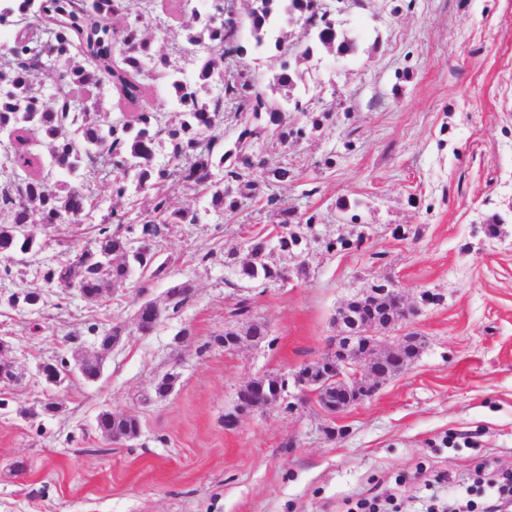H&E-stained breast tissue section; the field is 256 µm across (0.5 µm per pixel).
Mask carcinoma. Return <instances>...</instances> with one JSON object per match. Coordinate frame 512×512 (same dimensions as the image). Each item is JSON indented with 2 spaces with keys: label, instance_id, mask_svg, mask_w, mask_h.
<instances>
[{
  "label": "carcinoma",
  "instance_id": "carcinoma-1",
  "mask_svg": "<svg viewBox=\"0 0 512 512\" xmlns=\"http://www.w3.org/2000/svg\"><path fill=\"white\" fill-rule=\"evenodd\" d=\"M184 0L180 10L189 11L182 23L181 50L199 57L196 77L180 76L167 55L157 51L155 38L147 31L145 16H130V0H0V132L14 143L17 177L0 186V256L28 253L37 246L36 235L23 236L19 228L39 222L45 226L78 224L93 200L83 188L49 179L65 172L77 175L102 161L110 166L112 194L152 193V208L140 222V245L129 247L123 228L125 214L112 211L107 223L88 245L47 269L45 277L64 290L81 289L89 299L107 294L127 280L132 271L140 274L139 293L145 294L155 281L170 275L169 264L159 261L157 247L171 224H194V212L175 207L172 187L191 185L210 197L213 208L237 209L259 181L268 184L288 181L283 166H269L251 146L270 135L283 148L297 136L320 127L329 113L318 115L295 101L291 93L304 72L291 66L289 58L304 59L314 46L339 53L354 48V41L338 34L336 26L322 22L318 0H252L238 18L239 25L224 19L231 0H214L204 13ZM126 16L116 31L111 21ZM314 30L315 44L288 46L281 37L283 25L292 21ZM248 38L242 37V31ZM248 55L280 61L279 70L267 88L253 74L232 69ZM55 69L61 94L47 100L35 78L37 72ZM167 86L165 102L178 105L179 121L158 127L159 112L148 102L143 77ZM222 85L221 95L212 97L213 84ZM109 85L118 94L117 112H105L99 103L79 104L75 92H88ZM235 114L240 131L233 146L224 144L225 113ZM165 140L170 153L167 164L154 163L155 146ZM46 144L48 156L33 151ZM224 167L220 182L211 180L212 169ZM282 232L272 246L261 237L239 241L228 255L246 252L236 275L244 283L286 282V270L276 252L288 253L314 237L315 217L291 221L288 207L280 208ZM192 286L179 283L167 290V310L178 312L191 298ZM159 323L156 306L142 300L136 310V329L152 331ZM126 330L114 324L98 337V350L80 371L86 380L97 377L99 360L112 350V343ZM253 385L268 391L276 387L284 394L288 380L264 374ZM97 428L115 438L139 434L136 416L103 411Z\"/></svg>",
  "mask_w": 512,
  "mask_h": 512
}]
</instances>
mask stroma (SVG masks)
Wrapping results in <instances>:
<instances>
[{
    "label": "stroma",
    "instance_id": "obj_1",
    "mask_svg": "<svg viewBox=\"0 0 512 512\" xmlns=\"http://www.w3.org/2000/svg\"><path fill=\"white\" fill-rule=\"evenodd\" d=\"M321 7L356 49L318 48L301 63L294 97L330 118L289 149L260 144L270 164L288 167V181L258 184L235 215L193 189L171 193L200 221L169 227L159 250L171 274L147 296L161 302L173 284L191 283L179 313L143 334L133 328L138 274L97 301L44 279L60 240L83 244L115 207L139 223L149 203L113 197L90 170L80 183L95 207L81 223L36 227L40 249L0 258V338L17 375L0 382V512H356L361 500L420 512L419 480L442 471L458 483L439 488L436 503L459 497L482 512L487 479L512 470V0ZM150 18L160 52L192 78V56L175 51L174 10L161 0ZM271 194L315 215L320 240L278 253L287 283L247 288L234 275L242 257L228 247L276 239ZM338 239L349 248L325 250ZM391 281L419 311L388 331L423 342L404 372L338 415L308 394L296 409L280 401L225 426L243 386L321 361L337 310ZM30 291L43 306L10 305ZM426 292L440 304L423 305ZM251 320L267 325L268 342L213 345ZM118 322L130 331L97 381L75 375L55 388L38 377L39 364L73 360ZM169 373L174 388L157 397ZM54 399L59 411L43 413ZM105 410L136 415L138 436L103 437L96 418Z\"/></svg>",
    "mask_w": 512,
    "mask_h": 512
}]
</instances>
